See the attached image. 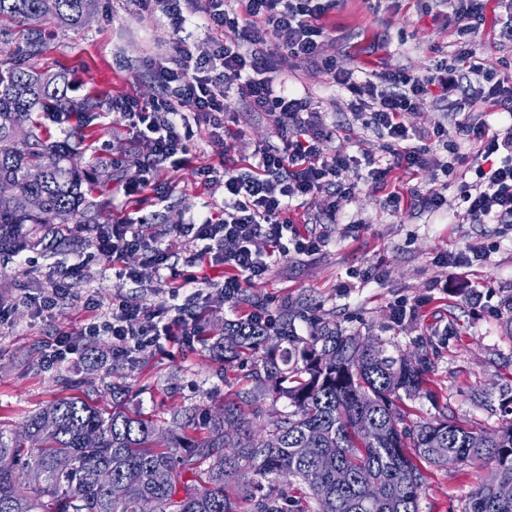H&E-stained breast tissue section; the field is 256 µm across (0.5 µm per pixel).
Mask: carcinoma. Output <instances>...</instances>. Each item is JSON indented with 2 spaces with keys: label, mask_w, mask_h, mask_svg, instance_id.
Instances as JSON below:
<instances>
[{
  "label": "carcinoma",
  "mask_w": 512,
  "mask_h": 512,
  "mask_svg": "<svg viewBox=\"0 0 512 512\" xmlns=\"http://www.w3.org/2000/svg\"><path fill=\"white\" fill-rule=\"evenodd\" d=\"M90 4L0 0V23L24 26H0V181L13 186L0 200V252L43 246L46 233L99 218L86 197L92 172L32 119L102 108L97 97L68 96L65 71L32 64L46 48L39 22L81 26ZM31 168L41 181L28 180ZM33 197L42 210L30 209ZM215 348L226 369L255 359L251 412L232 400L200 425L186 413L172 430L119 405L51 401L22 431L0 428V512H419L428 468L450 463L488 470L463 512H512V389L500 394L507 419L481 434L452 414L408 423L397 402L427 383L424 358L387 356L330 320L307 336L289 318L273 327L226 322ZM270 396L288 410L252 429ZM116 483L120 499L111 496Z\"/></svg>",
  "instance_id": "cac0c4a2"
}]
</instances>
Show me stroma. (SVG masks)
Returning a JSON list of instances; mask_svg holds the SVG:
<instances>
[{
	"label": "stroma",
	"instance_id": "obj_1",
	"mask_svg": "<svg viewBox=\"0 0 512 512\" xmlns=\"http://www.w3.org/2000/svg\"><path fill=\"white\" fill-rule=\"evenodd\" d=\"M500 4L490 0L484 21L469 36L470 45L487 64L512 73V42L497 36ZM329 21L333 31L325 54L362 72L401 67L423 74L437 62L453 60L460 42L454 18L426 12L423 0H341ZM45 29L46 49L35 58V67L65 69L72 97L97 94L107 100L93 120L75 116L62 124L43 123L50 139L78 145L80 165L96 166L91 197L101 204L104 223L143 216L168 226L189 221L204 208L221 207L223 188L202 187L200 166L222 159L244 166L254 162L259 146L279 141L264 116L244 114L231 124L221 158L211 144L207 119L197 117L190 161L169 173L160 190L125 199L116 183L121 173L139 168L151 145L131 139L109 100L158 96L150 60L169 53L172 28L163 15L141 10L136 0H94L82 26L61 30L49 22ZM288 67L295 88L318 106L324 125L336 128L339 142L354 158L347 176L358 189L342 202L336 223H318L322 198L304 208L310 231L326 240L322 251L272 263L264 279L245 284L233 310L213 292L193 297L183 289L168 297V283L156 280L139 253L129 254L126 262L140 269L141 282H119L111 260L94 249L88 224L70 227L54 251L0 254V428H19L48 402L73 394L104 407L119 401L151 414L163 428L179 412L216 411L250 386L244 374L225 375L223 359L210 347L237 310H258L274 320L293 316L302 336L326 317L345 333L379 342L386 354L425 357L430 382L402 404L411 420L450 411L473 429L492 431L501 425L500 391L512 385V224H473L452 208L431 214L408 205L392 213L385 190L367 179L369 159L391 160L386 138L357 120L347 107L348 93L325 74L299 59ZM462 118L449 101L428 99L410 112L407 122L429 134L437 125L450 127ZM336 143L326 142V150ZM473 250L483 258L470 266L439 259L446 251ZM76 262L85 265L84 281L55 310L39 312L43 294ZM120 295L151 306L173 304L186 315L203 312L199 339H168L131 361L114 358L111 339L102 334L93 337L91 356L49 364L46 348L58 332H79L94 314L109 319ZM401 300L416 311L397 324L391 309ZM92 301L97 304L93 310L88 307ZM484 475L473 465L430 469L420 512H462L468 493Z\"/></svg>",
	"mask_w": 512,
	"mask_h": 512
}]
</instances>
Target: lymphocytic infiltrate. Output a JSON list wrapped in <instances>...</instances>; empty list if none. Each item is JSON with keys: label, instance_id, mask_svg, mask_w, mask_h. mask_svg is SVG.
<instances>
[{"label": "lymphocytic infiltrate", "instance_id": "f902f5d3", "mask_svg": "<svg viewBox=\"0 0 512 512\" xmlns=\"http://www.w3.org/2000/svg\"><path fill=\"white\" fill-rule=\"evenodd\" d=\"M141 9L161 13L177 33L175 59L155 60L152 69L162 95L149 102L126 98L112 109L129 134L149 140L152 152L138 172L125 179L126 198L159 185L165 172L179 169L188 160L192 129L188 115L201 112L212 124V143L223 150L226 120L240 111L265 115L277 128L279 142L260 147L257 160L246 168L202 167L205 184L224 188V204L196 220L176 227L185 240L182 287L194 288L201 279L200 265L223 266L224 279L217 284L218 297L235 307L244 283L264 279L274 259L295 251L316 253L324 244L313 234H298L293 215L308 201L324 196L328 220H336L339 203L355 191L344 179L350 157L343 148L324 151L335 128L324 126L309 97L299 95L289 83L288 62L304 60L325 73L330 82L351 95L349 109L365 117L367 125L389 141L394 164L412 171L435 169L448 172L449 165L427 145L414 144L415 134L405 116L417 102L436 95L447 99L459 91L454 111H473L491 101L512 112V74H497L472 48L457 52L456 67L440 62L429 74L386 68L358 77L354 68L337 64L325 55L330 36L326 23L335 0H137ZM225 30V39H213L205 55L195 54L187 36L189 28ZM464 70L472 83L460 84L456 72ZM435 137L448 152L460 140L479 142L483 166L475 170L476 181L459 196L458 209L476 224L512 223V135L490 133L486 124L458 121L454 128L437 126ZM159 230L150 219L118 220L99 225L93 237L98 254L116 264L119 281L135 282L137 270L124 266L129 252H142L156 279H167L175 266L168 251L157 245ZM293 236V248L284 239ZM161 311L122 300L112 309L108 330L112 355L134 358L155 347L173 332L192 337L194 328L186 319L162 322Z\"/></svg>", "mask_w": 512, "mask_h": 512}]
</instances>
